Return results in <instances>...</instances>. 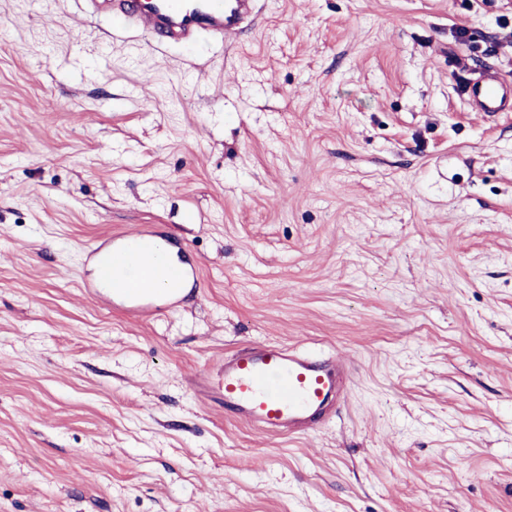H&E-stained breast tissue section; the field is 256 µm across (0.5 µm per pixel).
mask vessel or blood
<instances>
[{"mask_svg":"<svg viewBox=\"0 0 512 512\" xmlns=\"http://www.w3.org/2000/svg\"><path fill=\"white\" fill-rule=\"evenodd\" d=\"M99 16L143 32L157 43L192 48L207 38L235 40L256 14V0H87ZM467 102L477 112H512V84L498 72L483 70L467 87ZM167 238L138 231L117 234L92 254L95 281L111 297L128 301L132 313L147 316L158 284L169 298L197 279L198 271L168 262ZM351 364L320 359L280 343L238 350L219 368L224 405L239 419L269 435H305L322 428L350 379Z\"/></svg>","mask_w":512,"mask_h":512,"instance_id":"obj_1","label":"vessel or blood"}]
</instances>
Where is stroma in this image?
Masks as SVG:
<instances>
[{
    "instance_id": "stroma-1",
    "label": "stroma",
    "mask_w": 512,
    "mask_h": 512,
    "mask_svg": "<svg viewBox=\"0 0 512 512\" xmlns=\"http://www.w3.org/2000/svg\"><path fill=\"white\" fill-rule=\"evenodd\" d=\"M482 69L512 81V0H259L196 52L0 0V512H512V112L470 110ZM143 228L200 270L146 319L87 291ZM262 342L353 361L328 425L225 414Z\"/></svg>"
}]
</instances>
